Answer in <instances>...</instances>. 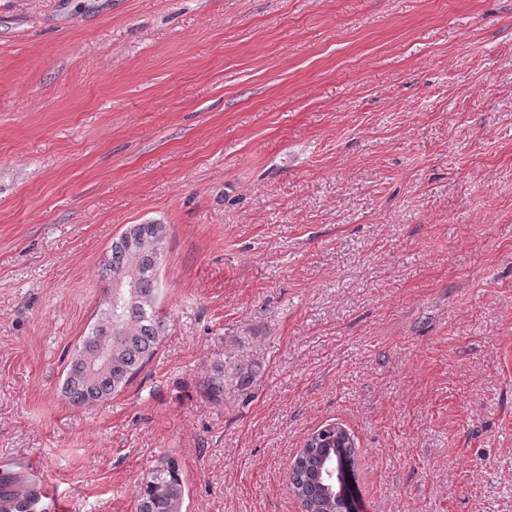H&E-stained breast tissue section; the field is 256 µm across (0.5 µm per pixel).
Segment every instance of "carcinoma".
Wrapping results in <instances>:
<instances>
[{
  "label": "carcinoma",
  "instance_id": "cac0c4a2",
  "mask_svg": "<svg viewBox=\"0 0 512 512\" xmlns=\"http://www.w3.org/2000/svg\"><path fill=\"white\" fill-rule=\"evenodd\" d=\"M168 232L165 224H132L112 242L103 266L109 288L84 344L68 364L64 389L73 405L101 402L125 390L156 354L167 329L158 309L163 288L157 271ZM118 278L135 285V298L128 301L119 319L110 311L111 287ZM95 346L110 348L111 361L92 371L88 362ZM178 470V461L168 458L137 495L135 512H183L185 487ZM38 498L35 486L9 473L0 475V512H32Z\"/></svg>",
  "mask_w": 512,
  "mask_h": 512
}]
</instances>
